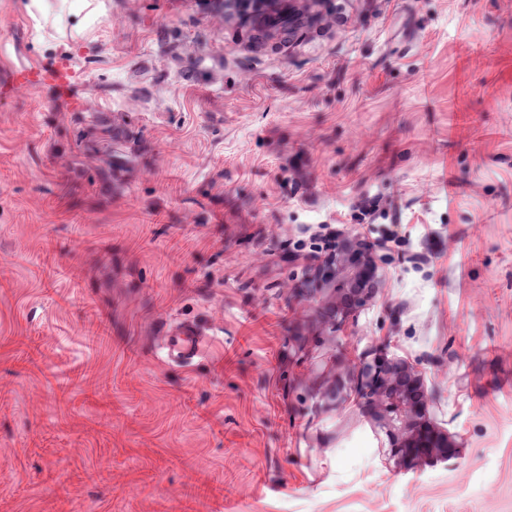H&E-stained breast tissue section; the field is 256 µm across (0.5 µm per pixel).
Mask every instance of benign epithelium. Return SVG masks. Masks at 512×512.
<instances>
[{
  "mask_svg": "<svg viewBox=\"0 0 512 512\" xmlns=\"http://www.w3.org/2000/svg\"><path fill=\"white\" fill-rule=\"evenodd\" d=\"M359 393L369 405L382 407L388 414L390 434L400 433L404 440L398 453L408 459L448 455V435L423 420L425 395L420 380L402 365L377 360L365 367Z\"/></svg>",
  "mask_w": 512,
  "mask_h": 512,
  "instance_id": "1",
  "label": "benign epithelium"
}]
</instances>
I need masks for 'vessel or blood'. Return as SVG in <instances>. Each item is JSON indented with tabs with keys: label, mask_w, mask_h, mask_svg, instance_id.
I'll return each instance as SVG.
<instances>
[{
	"label": "vessel or blood",
	"mask_w": 512,
	"mask_h": 512,
	"mask_svg": "<svg viewBox=\"0 0 512 512\" xmlns=\"http://www.w3.org/2000/svg\"><path fill=\"white\" fill-rule=\"evenodd\" d=\"M40 85L51 86L57 98L66 102L73 111H84L86 100L79 94L76 72L64 59L11 70L8 78L0 82V94H15ZM206 345L202 333L185 324L173 327L164 338L165 356L171 361L186 362L198 357Z\"/></svg>",
	"instance_id": "b4317fda"
}]
</instances>
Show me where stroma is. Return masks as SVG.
Returning a JSON list of instances; mask_svg holds the SVG:
<instances>
[{
	"label": "stroma",
	"instance_id": "obj_1",
	"mask_svg": "<svg viewBox=\"0 0 512 512\" xmlns=\"http://www.w3.org/2000/svg\"><path fill=\"white\" fill-rule=\"evenodd\" d=\"M0 41L91 90L0 96V512H512V0H0ZM381 355L447 456H396ZM207 340L196 328L179 324L173 327L164 338L165 356L168 360L186 362L200 356Z\"/></svg>",
	"mask_w": 512,
	"mask_h": 512
}]
</instances>
